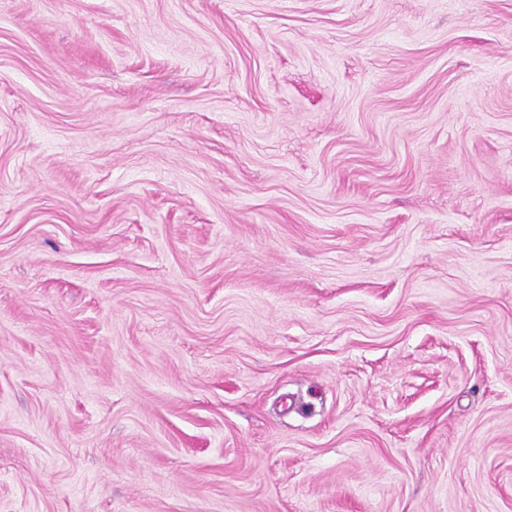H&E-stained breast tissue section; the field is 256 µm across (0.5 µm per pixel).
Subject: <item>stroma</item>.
Returning <instances> with one entry per match:
<instances>
[{
	"label": "stroma",
	"instance_id": "stroma-1",
	"mask_svg": "<svg viewBox=\"0 0 512 512\" xmlns=\"http://www.w3.org/2000/svg\"><path fill=\"white\" fill-rule=\"evenodd\" d=\"M0 512H512V0H0Z\"/></svg>",
	"mask_w": 512,
	"mask_h": 512
}]
</instances>
